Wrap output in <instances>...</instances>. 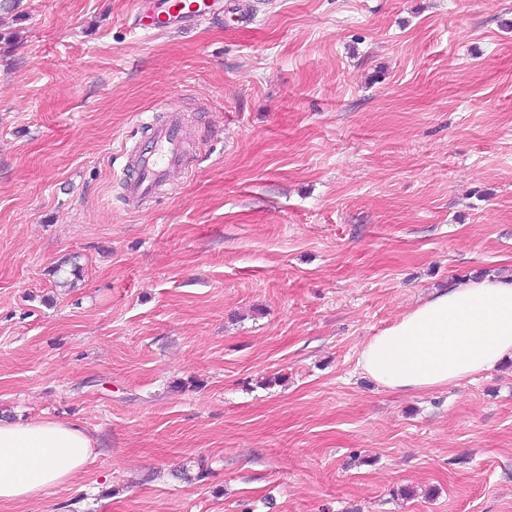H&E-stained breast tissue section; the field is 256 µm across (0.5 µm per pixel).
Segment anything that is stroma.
Wrapping results in <instances>:
<instances>
[{"label":"stroma","mask_w":512,"mask_h":512,"mask_svg":"<svg viewBox=\"0 0 512 512\" xmlns=\"http://www.w3.org/2000/svg\"><path fill=\"white\" fill-rule=\"evenodd\" d=\"M134 8L0 14V415L92 441L0 512H512V365L358 368L434 290L512 275V0ZM173 114L186 168L127 205ZM135 28L155 31L193 27L201 19L224 13L222 0H139Z\"/></svg>","instance_id":"stroma-1"}]
</instances>
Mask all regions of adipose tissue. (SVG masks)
Returning <instances> with one entry per match:
<instances>
[{
    "mask_svg": "<svg viewBox=\"0 0 512 512\" xmlns=\"http://www.w3.org/2000/svg\"><path fill=\"white\" fill-rule=\"evenodd\" d=\"M512 359V279L451 283L404 313L362 347L359 368L383 387L415 392L474 378ZM90 440L56 420L0 418V505L69 485L83 470Z\"/></svg>",
    "mask_w": 512,
    "mask_h": 512,
    "instance_id": "1",
    "label": "adipose tissue"
}]
</instances>
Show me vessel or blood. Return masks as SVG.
<instances>
[{"label":"vessel or blood","mask_w":512,"mask_h":512,"mask_svg":"<svg viewBox=\"0 0 512 512\" xmlns=\"http://www.w3.org/2000/svg\"><path fill=\"white\" fill-rule=\"evenodd\" d=\"M223 11V0H139L133 25L158 32L185 29ZM185 162L179 123L172 120L152 125L150 148L139 156L127 182L129 195L135 198L151 195L166 180L170 170L183 167Z\"/></svg>","instance_id":"vessel-or-blood-1"}]
</instances>
